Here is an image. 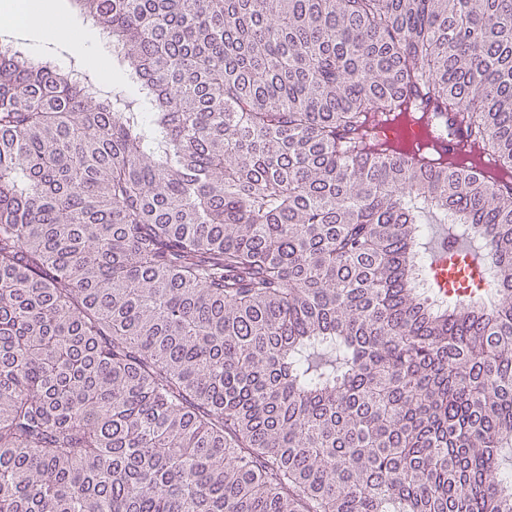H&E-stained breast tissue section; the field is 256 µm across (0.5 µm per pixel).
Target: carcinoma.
I'll use <instances>...</instances> for the list:
<instances>
[{"label":"carcinoma","mask_w":512,"mask_h":512,"mask_svg":"<svg viewBox=\"0 0 512 512\" xmlns=\"http://www.w3.org/2000/svg\"><path fill=\"white\" fill-rule=\"evenodd\" d=\"M79 2L142 98L0 49V512H512V182L373 132L512 169V0ZM427 112H423L418 120L420 124L411 120L401 122H387L379 128L380 140L399 142L411 150V146L418 141H429V147L442 159H448V164L470 163L487 175L495 178L499 173L491 163L480 158L471 151L469 144L472 139L470 130L462 124L452 112H448V134L430 133L432 122L430 112L431 104L424 103ZM448 253H453L450 261ZM462 254L457 247H448V245L437 250L432 269L439 284L448 287L452 284L456 288L459 285L465 287L471 278L476 284L480 283L482 278L480 266L469 255H465L462 259ZM449 262L453 264L450 265Z\"/></svg>","instance_id":"cac0c4a2"}]
</instances>
